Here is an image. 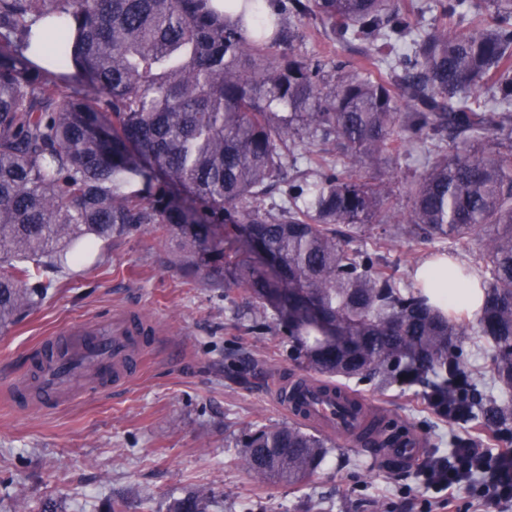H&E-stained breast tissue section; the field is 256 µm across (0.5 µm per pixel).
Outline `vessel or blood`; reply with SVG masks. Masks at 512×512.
Wrapping results in <instances>:
<instances>
[{
	"label": "vessel or blood",
	"mask_w": 512,
	"mask_h": 512,
	"mask_svg": "<svg viewBox=\"0 0 512 512\" xmlns=\"http://www.w3.org/2000/svg\"><path fill=\"white\" fill-rule=\"evenodd\" d=\"M156 333L155 324L137 309L58 329L32 350L30 383L17 389L15 397L24 405L47 409L91 384L103 390L125 388L140 372ZM275 397L291 418L341 433L352 446L362 445L360 418L339 411L343 397L334 387L308 378L299 386L289 382L276 387Z\"/></svg>",
	"instance_id": "b4317fda"
}]
</instances>
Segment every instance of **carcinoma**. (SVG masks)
I'll use <instances>...</instances> for the list:
<instances>
[{"label":"carcinoma","instance_id":"1","mask_svg":"<svg viewBox=\"0 0 512 512\" xmlns=\"http://www.w3.org/2000/svg\"><path fill=\"white\" fill-rule=\"evenodd\" d=\"M0 0V328L47 294L44 272L150 224L183 274L243 288L253 327L278 323L327 382L422 388L439 418L512 435V399L486 397L466 365L462 323L422 287H399L366 230L407 225L432 256L472 244L452 270L484 290L478 333L493 380L512 392V0ZM311 16L358 59L293 43L284 16ZM56 17V64L24 54ZM422 159L407 202L401 156ZM295 174L285 177L286 165ZM328 439L298 422L241 441L259 482L301 484ZM172 512H208L203 492Z\"/></svg>","mask_w":512,"mask_h":512}]
</instances>
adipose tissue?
<instances>
[{
  "instance_id": "obj_1",
  "label": "adipose tissue",
  "mask_w": 512,
  "mask_h": 512,
  "mask_svg": "<svg viewBox=\"0 0 512 512\" xmlns=\"http://www.w3.org/2000/svg\"><path fill=\"white\" fill-rule=\"evenodd\" d=\"M417 283L423 284L432 303L443 312H453L469 317L476 316L482 304V290L477 283L452 279L448 274V264L429 259L415 271Z\"/></svg>"
}]
</instances>
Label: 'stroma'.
Wrapping results in <instances>:
<instances>
[{
	"mask_svg": "<svg viewBox=\"0 0 512 512\" xmlns=\"http://www.w3.org/2000/svg\"><path fill=\"white\" fill-rule=\"evenodd\" d=\"M431 246L401 234L385 256L403 285ZM245 290L208 288L174 263L171 245L142 225L95 244L73 270L56 274L44 299L0 328V373L21 376L29 348L56 329L106 310L136 308L157 324L156 342L126 389L80 397L45 412L16 405L0 383V512H169L199 489L210 512H424L435 494L423 469L473 423L436 418L421 395L363 382L420 449L403 464L358 457L335 437L326 462L300 485L255 481L240 441L262 426L289 423L273 391L307 373L277 328L257 333L237 322Z\"/></svg>",
	"mask_w": 512,
	"mask_h": 512,
	"instance_id": "obj_1",
	"label": "stroma"
}]
</instances>
